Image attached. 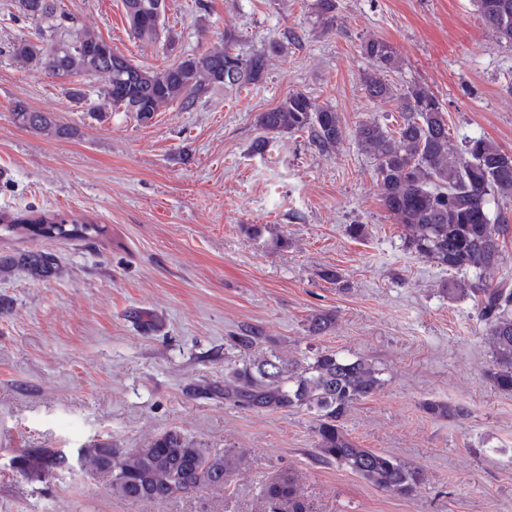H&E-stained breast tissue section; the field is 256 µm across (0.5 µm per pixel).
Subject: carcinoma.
<instances>
[{
    "label": "carcinoma",
    "mask_w": 512,
    "mask_h": 512,
    "mask_svg": "<svg viewBox=\"0 0 512 512\" xmlns=\"http://www.w3.org/2000/svg\"><path fill=\"white\" fill-rule=\"evenodd\" d=\"M20 15L36 25L33 38L9 47L11 58L23 67L40 68L60 78L77 75L107 77L100 95L119 112H133L147 122L155 113L177 102L187 109L212 90L236 94L262 82L269 54L277 45L241 56L236 37L224 35V48L183 54L161 69L145 68L112 48L88 30H72L70 17L57 12L56 0H16ZM155 0H123L129 33L137 40L155 42L166 13L153 17ZM485 26L512 44V0H476ZM318 18L330 24L336 0H316ZM370 63L364 89L372 99L393 96L383 74L394 68L397 50L380 38L361 45ZM400 121L393 129L376 121L358 125L355 138L374 162L381 200L405 231L407 246L418 256L451 274L443 291L450 297L475 301L487 327L493 355L492 385L512 393V284L492 280L504 259L503 243L512 222L491 206L512 199V151L479 136L452 144L439 99L426 88L410 86L397 97ZM15 122L54 138L71 135L49 113L13 109ZM260 135L253 150L264 154L267 143L286 134L302 133L320 152L328 153L341 141L343 128L333 109L296 92L256 119ZM107 226L74 213L27 210L0 216L3 239L89 241L105 239ZM23 268L33 281H47L59 268L57 256L47 251H23L0 256V276ZM457 273L466 279L454 278ZM334 317L320 313L309 319V331L319 336ZM231 341L246 354L266 342L263 329L243 325ZM384 385L382 370L364 357L319 351L311 358L284 361L266 351L242 362L224 381V401L254 411L303 410L316 420L314 448L326 462L344 466L367 482L401 495L412 494L419 473L400 459L360 447L343 427L346 414L358 402L374 396ZM86 465L100 473L112 466L113 495L131 501L167 502L211 489H222L244 465V456L204 448L178 428L152 438L145 447L128 452L108 443L81 449ZM271 512H310L297 493L296 478L283 473L266 489Z\"/></svg>",
    "instance_id": "1"
}]
</instances>
